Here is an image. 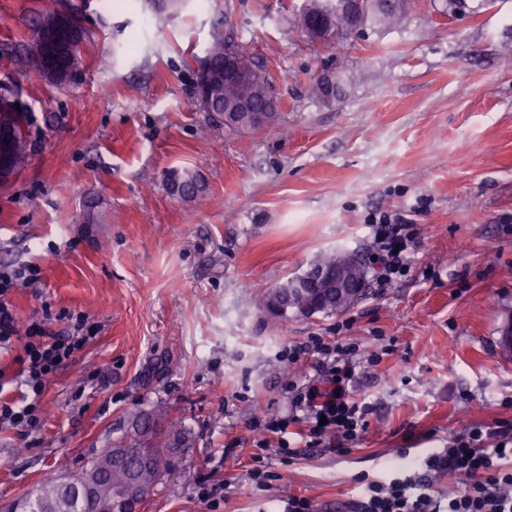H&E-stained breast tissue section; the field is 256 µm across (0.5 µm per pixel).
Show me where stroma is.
<instances>
[{
  "instance_id": "obj_1",
  "label": "stroma",
  "mask_w": 512,
  "mask_h": 512,
  "mask_svg": "<svg viewBox=\"0 0 512 512\" xmlns=\"http://www.w3.org/2000/svg\"><path fill=\"white\" fill-rule=\"evenodd\" d=\"M56 4L84 31L68 85L28 59L32 21ZM303 0H0V87L33 118L32 159L0 184V266L39 267L12 300L19 327L83 312L99 331L49 383L40 432L0 430V505L84 467L164 408L190 431L179 474L142 512H208L201 483L228 481L215 512H356L359 476L390 477L463 425L512 420V361L494 341L512 320V0H412L396 27L340 43L297 25ZM250 44L280 104L275 122L231 130L199 109L197 65L214 32ZM350 77L330 104L310 86ZM194 173L195 198L167 171ZM418 228L411 273L330 316L272 321L268 292L323 252L368 257L369 219ZM389 347L356 386L374 410L351 449L300 448L285 480L246 470L252 423L285 415L312 375L285 347L309 337ZM100 372L106 384L89 383ZM177 170H171L165 175V183L168 189L175 195L182 197L188 196V199L196 197L203 191L202 184L199 181H192L179 175Z\"/></svg>"
}]
</instances>
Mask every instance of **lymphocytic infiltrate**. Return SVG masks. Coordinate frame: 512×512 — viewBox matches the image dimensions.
Segmentation results:
<instances>
[{
	"instance_id": "obj_1",
	"label": "lymphocytic infiltrate",
	"mask_w": 512,
	"mask_h": 512,
	"mask_svg": "<svg viewBox=\"0 0 512 512\" xmlns=\"http://www.w3.org/2000/svg\"><path fill=\"white\" fill-rule=\"evenodd\" d=\"M372 228L381 268L375 284L384 288L410 273L409 253L417 229L399 213L380 215ZM40 274L30 265L0 269V350L16 349L17 375L26 389L22 403L0 400V427L26 437L42 427L47 385L95 337L93 324L81 313L67 314L62 333L51 332L45 320L18 329L10 297L15 288L39 281ZM308 353L315 359L314 373L291 385L288 415L254 423L262 437L255 444L248 475L258 489H269L282 478L269 467V450L291 460L298 455L300 441L309 448L326 442L342 448L356 443L368 426L373 406L353 396L361 362L359 345L315 336L309 346L288 347L283 357L295 363ZM423 465L420 473L399 468L385 481L359 477L360 512H512L511 421L492 427L464 426L447 448L432 452ZM435 474L453 477L455 486L448 494L435 490L431 480Z\"/></svg>"
}]
</instances>
